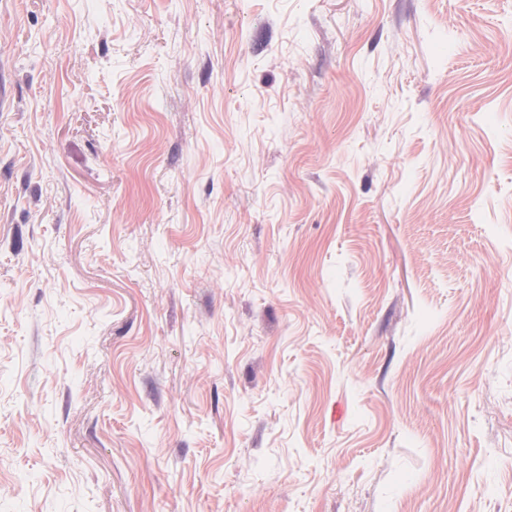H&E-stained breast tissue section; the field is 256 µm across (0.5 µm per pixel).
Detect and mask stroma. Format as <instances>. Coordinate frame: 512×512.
<instances>
[{"label":"stroma","instance_id":"35a3bbf8","mask_svg":"<svg viewBox=\"0 0 512 512\" xmlns=\"http://www.w3.org/2000/svg\"><path fill=\"white\" fill-rule=\"evenodd\" d=\"M0 512H512V0H0Z\"/></svg>","mask_w":512,"mask_h":512}]
</instances>
